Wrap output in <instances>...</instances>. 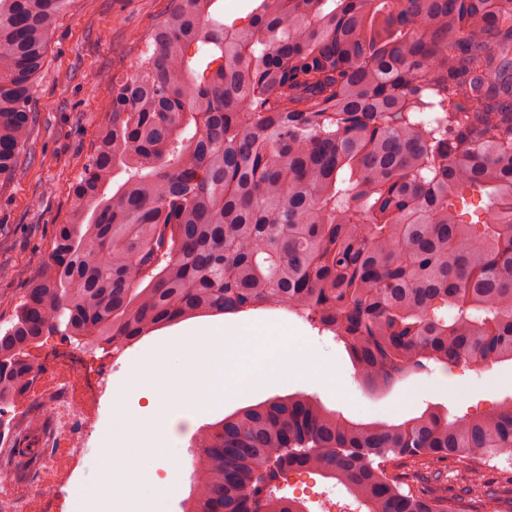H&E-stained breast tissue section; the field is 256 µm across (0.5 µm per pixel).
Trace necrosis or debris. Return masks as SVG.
Returning a JSON list of instances; mask_svg holds the SVG:
<instances>
[{
    "label": "necrosis or debris",
    "instance_id": "obj_1",
    "mask_svg": "<svg viewBox=\"0 0 512 512\" xmlns=\"http://www.w3.org/2000/svg\"><path fill=\"white\" fill-rule=\"evenodd\" d=\"M120 351L79 350L55 368L34 366L14 414L0 420V512H58L75 496L76 470Z\"/></svg>",
    "mask_w": 512,
    "mask_h": 512
}]
</instances>
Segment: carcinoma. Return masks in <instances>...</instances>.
I'll list each match as a JSON object with an SVG mask.
<instances>
[{"mask_svg": "<svg viewBox=\"0 0 512 512\" xmlns=\"http://www.w3.org/2000/svg\"><path fill=\"white\" fill-rule=\"evenodd\" d=\"M70 187L44 274L0 331V405L46 336L131 346L180 321L283 307L383 393L432 363L512 362V0H172ZM70 0H0V181L16 176ZM184 512H306L313 470L362 512H512V397L362 423L306 393L195 436ZM475 460L414 487L415 465ZM280 495L289 497H302L307 501V506L312 512H322L320 500L325 495L329 497L340 498L350 504L351 512H354L357 506L341 486H336L323 478L319 473L308 474L305 472H293L284 476L279 481Z\"/></svg>", "mask_w": 512, "mask_h": 512, "instance_id": "1", "label": "carcinoma"}]
</instances>
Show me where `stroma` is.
Instances as JSON below:
<instances>
[{
	"instance_id": "35a3bbf8",
	"label": "stroma",
	"mask_w": 512,
	"mask_h": 512,
	"mask_svg": "<svg viewBox=\"0 0 512 512\" xmlns=\"http://www.w3.org/2000/svg\"><path fill=\"white\" fill-rule=\"evenodd\" d=\"M171 8V0H71L57 20L48 43L45 66L32 102L36 114L25 151L32 161L16 176L0 182V326H8L25 288L45 266L58 224L71 211L69 186L93 149L95 127L112 109V81L130 72L153 25ZM223 326L260 336H287L286 353H268L265 346L249 350L252 374L263 384L246 393L213 403L192 422L191 430L174 440L158 439L150 459L155 481L167 476L168 450L183 452L185 476L181 491L169 500L167 512H183L194 470L189 450L196 431L235 409L294 392L316 395L327 407L357 422L402 421L427 406L449 415H480L512 397V363L483 369L460 363L432 366L399 381L382 396L362 388L343 348L331 337L282 308L258 309L245 315L200 317L153 332L146 344L186 331ZM311 356L320 366L315 377L283 375L282 361ZM118 414L111 396L100 402L99 425L89 452L77 468L81 487H102L111 475L104 455V435ZM279 492L305 499L310 512H322L324 496L346 498L343 487L318 474L293 472L279 481Z\"/></svg>"
}]
</instances>
